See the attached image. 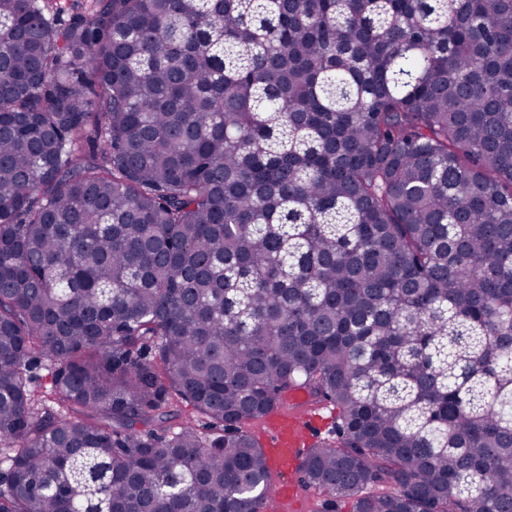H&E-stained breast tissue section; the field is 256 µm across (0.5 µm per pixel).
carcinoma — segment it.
<instances>
[{
  "instance_id": "1",
  "label": "carcinoma",
  "mask_w": 512,
  "mask_h": 512,
  "mask_svg": "<svg viewBox=\"0 0 512 512\" xmlns=\"http://www.w3.org/2000/svg\"><path fill=\"white\" fill-rule=\"evenodd\" d=\"M293 389L325 512H512V0H0V512H268ZM287 409L275 416L267 425L263 438L269 441L275 459V468L291 475L296 467L298 456L306 446L308 439L319 430L320 414L311 410V404L305 392L294 390L286 397ZM289 406V408H288Z\"/></svg>"
}]
</instances>
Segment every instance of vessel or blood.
I'll use <instances>...</instances> for the list:
<instances>
[{
    "label": "vessel or blood",
    "instance_id": "obj_1",
    "mask_svg": "<svg viewBox=\"0 0 512 512\" xmlns=\"http://www.w3.org/2000/svg\"><path fill=\"white\" fill-rule=\"evenodd\" d=\"M287 408L267 425L263 438L270 443L276 468L291 471L310 437L319 429V415L311 409L305 392L294 390L286 397ZM271 495L278 512H301L303 502L293 482L273 484Z\"/></svg>",
    "mask_w": 512,
    "mask_h": 512
}]
</instances>
